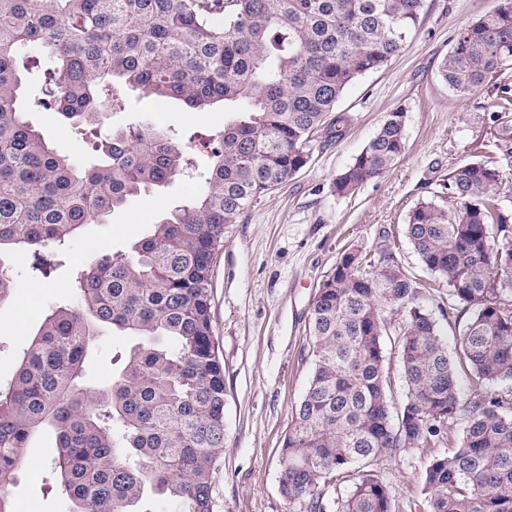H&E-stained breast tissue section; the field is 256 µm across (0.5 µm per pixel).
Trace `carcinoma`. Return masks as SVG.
<instances>
[{
  "mask_svg": "<svg viewBox=\"0 0 512 512\" xmlns=\"http://www.w3.org/2000/svg\"><path fill=\"white\" fill-rule=\"evenodd\" d=\"M425 0H0V255L13 251L49 277L86 224L150 193L192 165L195 148L149 122L112 129L125 89L238 117L199 192L153 225L129 255L93 254L73 283L77 304L47 309L9 384L0 386V512L32 438L55 432L47 485L71 512H148L150 496L179 512H216L213 474L224 448V366L211 315L224 234L260 196L310 161L315 137H343L332 112L345 88L379 71L414 36ZM52 59L32 110H53L92 139L99 158L57 152L25 120L22 74ZM512 65V0L462 27L438 70L464 100ZM405 150V110L389 112L332 183L338 197L385 174ZM503 174L487 156L462 163L422 199L403 233L448 286L442 317L462 325L448 355L421 283L395 253L346 249L308 317L313 369L282 448V496L303 512H392L374 462L441 442L466 419L457 447L423 474L427 512H512V262L499 259L512 214L498 205ZM15 278L0 258V303ZM109 324L143 343L103 387L84 383ZM394 336L407 386L391 416L383 337ZM469 377L465 392L460 375ZM352 485L336 483L342 472Z\"/></svg>",
  "mask_w": 512,
  "mask_h": 512,
  "instance_id": "carcinoma-1",
  "label": "carcinoma"
}]
</instances>
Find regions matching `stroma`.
<instances>
[{"label":"stroma","mask_w":512,"mask_h":512,"mask_svg":"<svg viewBox=\"0 0 512 512\" xmlns=\"http://www.w3.org/2000/svg\"><path fill=\"white\" fill-rule=\"evenodd\" d=\"M496 0H426L416 35L390 65L352 84L336 104L349 118L339 140L318 136L308 165L276 190L260 197L230 226L212 278V319L224 360V448L214 475L216 512H299L280 493L281 448L291 414L304 395L312 371L306 323L316 289L342 251L352 245L377 253L387 234L404 223L421 199L446 200L443 185L460 163L491 155L503 173L498 190L503 210L512 212V69L468 99L453 96L438 78L456 32L490 11ZM404 107L406 146L389 172L339 198L331 186L375 135L391 109ZM223 109L194 114L170 100L129 93L125 111L110 122L140 120L175 133L181 141L205 140L224 128ZM28 121L46 131L56 150L92 159L89 143L54 112H31ZM199 189L197 180L175 177L151 193L85 226L66 245L67 258L50 279L35 275L25 258L14 261L18 296L32 304L19 320L15 302L0 305V384L13 377L44 308L73 304L71 284L86 259L85 240L112 254H130L162 214L182 205ZM396 256L426 287L422 298L436 309L448 288L420 262L408 242ZM136 340L105 331L90 356L87 375L98 386L112 374V359ZM466 425L458 420L435 448L382 458L374 471L389 485L393 512H426L423 473L429 459L455 448ZM57 456L55 438L32 442L15 482L8 489L14 512H69L67 499L43 484Z\"/></svg>","instance_id":"obj_1"}]
</instances>
